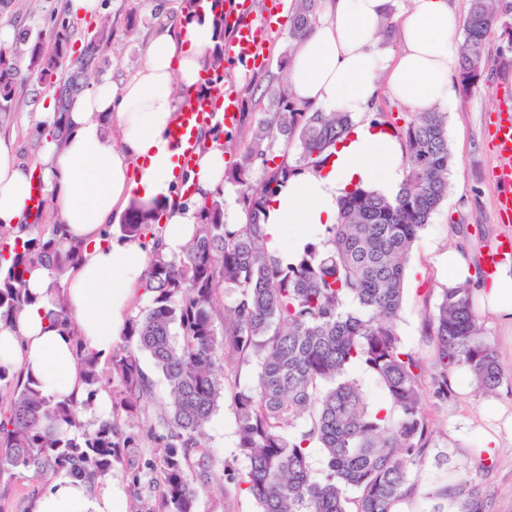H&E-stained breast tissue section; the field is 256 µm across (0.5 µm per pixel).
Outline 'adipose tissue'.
<instances>
[{
  "mask_svg": "<svg viewBox=\"0 0 512 512\" xmlns=\"http://www.w3.org/2000/svg\"><path fill=\"white\" fill-rule=\"evenodd\" d=\"M391 0H325L323 19L295 43L288 81L293 97L322 112H345L357 124L349 139L321 167L308 168L279 190L267 210V246L293 261L325 225L337 220V200L355 184L395 196L402 183V146L391 128L362 121L381 87H388L413 111L446 110L456 102L460 64L458 30L464 23L448 0H410L389 15ZM179 26L158 22L146 45L145 63L134 76L113 82L102 77L77 95L63 143L44 141L34 165L17 162L11 140L0 137V226L24 223L31 203L33 173L52 199L59 233L82 244L80 261L64 276L70 329L53 322L56 300L46 270L34 269L27 286L34 297L9 324L0 323V365L38 380L50 397L83 399L85 385L75 342L107 358L130 317L147 255L140 242L106 235L104 227L132 202H161L166 208L158 232L163 253L181 256L199 222L197 204L218 193L233 201L236 189L224 180L223 136L204 135L196 166L181 171V147L170 137L184 105V92L197 89L199 74L215 45L212 15L190 7ZM391 23L398 50L381 48L380 30ZM119 131L105 134L106 125ZM192 187V203L174 196L180 180ZM482 315L512 329V269L502 268L478 295ZM482 421L466 431L478 436L476 457H493L503 425L512 414L497 401L484 403ZM33 512H125L111 485L90 495L74 478L56 479Z\"/></svg>",
  "mask_w": 512,
  "mask_h": 512,
  "instance_id": "1",
  "label": "adipose tissue"
}]
</instances>
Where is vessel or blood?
Masks as SVG:
<instances>
[{
  "label": "vessel or blood",
  "mask_w": 512,
  "mask_h": 512,
  "mask_svg": "<svg viewBox=\"0 0 512 512\" xmlns=\"http://www.w3.org/2000/svg\"><path fill=\"white\" fill-rule=\"evenodd\" d=\"M285 0H272L270 6L258 8L254 0H225L224 15L231 36L224 45L230 60L254 67L265 59L266 44L271 30L281 23ZM201 91L190 94L184 109L171 131L182 148L180 164L192 169L199 148L197 133L202 128L221 124L231 129L239 121V100L232 83L215 78L209 72L200 75ZM493 148L498 163L492 176L500 186L499 208L503 214L512 213V114H497L493 122ZM512 255V235L503 234L483 255L485 276H494L499 264Z\"/></svg>",
  "instance_id": "b4317fda"
}]
</instances>
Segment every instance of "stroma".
Instances as JSON below:
<instances>
[{
    "instance_id": "35a3bbf8",
    "label": "stroma",
    "mask_w": 512,
    "mask_h": 512,
    "mask_svg": "<svg viewBox=\"0 0 512 512\" xmlns=\"http://www.w3.org/2000/svg\"><path fill=\"white\" fill-rule=\"evenodd\" d=\"M100 15L107 17L114 36L102 66L103 75L121 81L136 74L144 60L147 36L154 20L144 8V0H100ZM136 22L137 32L129 37L125 29ZM7 26L30 37L64 28L70 35L72 55H79L96 19L73 12L70 0H8L0 7V27ZM288 45L287 27H278L269 37L270 50L262 69L228 63L225 79L237 85L240 108L245 113L261 111L266 101L260 88L281 76L282 51ZM16 55L20 80L16 104L0 129L13 141L21 163H31L45 133L32 118L33 107L42 100L54 101L52 87L29 81V56L25 46L11 43ZM512 110V46L499 32H492L485 48V82L479 92L458 95L448 111V142L453 161L448 173V195L433 213L410 252L405 270L404 300L396 324L406 347L419 357L424 368V411L433 431L421 465L412 468L405 502L409 512H456L458 502L469 498L482 501V512H512V441L504 440L491 461H478L470 454L477 439L462 441L457 432L469 421L477 420L484 395L470 386L469 375L451 371L448 380L452 396L437 394L435 380L440 368L426 317L440 300L448 278L439 264L440 255L455 246L479 261L485 247L502 232L512 233V224H501L496 208L499 188L490 172L492 154L491 116ZM482 326L496 350L504 378L494 398L512 408V331L483 321ZM127 432L141 439L139 447L126 449L111 481L125 497L126 512H163L162 486L157 476H147L138 486L127 478L130 465L143 462L156 453L147 437L146 416L124 419ZM210 452L207 470L189 468L187 479L197 491L196 512H258L254 499L246 492L233 491L232 485L248 469L247 460L237 448L236 420L229 402H221L206 429ZM457 471L464 482L450 489L449 471ZM52 476H34L26 471H0V512H32L33 505L52 483Z\"/></svg>"
}]
</instances>
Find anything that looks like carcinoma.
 <instances>
[{"label": "carcinoma", "instance_id": "obj_1", "mask_svg": "<svg viewBox=\"0 0 512 512\" xmlns=\"http://www.w3.org/2000/svg\"><path fill=\"white\" fill-rule=\"evenodd\" d=\"M320 6L321 0H296L288 42L312 31ZM214 22L217 42L207 70L221 78L224 10H214ZM498 26L512 37V0H470L457 75L463 91L482 85L486 41ZM112 35L110 25H101L76 59L64 29L28 44V79L50 86L60 81L55 140L66 137L70 100L99 71ZM16 83V63L0 50V121L11 112ZM264 95L267 110L250 118V137L235 147L236 161L224 171V180L239 186L246 222L225 223L224 198L216 194L202 202L196 232L180 257L168 258L160 242L153 244L142 284L151 303L129 320L121 343L103 361L107 371L75 337L86 398L46 396L36 380L0 366V388L11 391L0 411V470L79 477L94 491L122 462V449L137 445L120 415L149 412L147 437L160 452L131 469L128 479L136 486L156 473L167 512H195L186 468L208 466L205 428L224 397V360L238 356L257 365L254 381L236 388L231 405L237 448L249 462L237 485L258 512H391L405 494L432 431L421 365L402 343L396 318L411 247L448 195L447 113L417 112L401 130L406 175L394 197L354 186L337 201V223L285 263L267 246L266 210L290 177L331 157L353 119L296 103L285 78ZM281 144L297 148L294 162ZM162 211L157 202L133 204L122 217L124 235L156 238L153 223ZM81 253L82 245L59 236L55 225L48 232L36 226L24 240L0 227V260L9 262L0 265V323L34 302L25 275L43 268L57 296L56 320L67 325L63 276ZM226 293L235 295L229 309L220 302ZM428 328L441 367L439 394L452 393L448 372L458 368L470 374L477 391L491 395L498 389L503 374L471 288L442 289ZM140 352L162 374L168 391L163 405ZM353 367L384 390L388 414L373 411L361 384L349 376ZM102 390L112 393L111 410L89 428L83 414ZM313 448L325 459L320 478L309 463Z\"/></svg>", "mask_w": 512, "mask_h": 512}]
</instances>
